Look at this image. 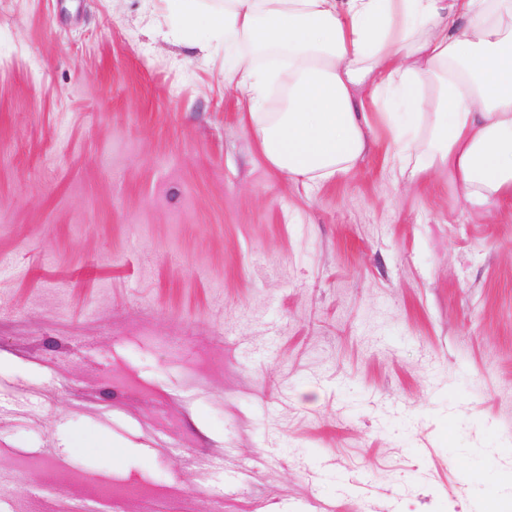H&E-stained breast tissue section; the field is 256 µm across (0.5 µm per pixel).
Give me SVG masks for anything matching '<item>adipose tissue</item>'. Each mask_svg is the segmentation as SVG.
<instances>
[{"label":"adipose tissue","instance_id":"adipose-tissue-1","mask_svg":"<svg viewBox=\"0 0 512 512\" xmlns=\"http://www.w3.org/2000/svg\"><path fill=\"white\" fill-rule=\"evenodd\" d=\"M224 41V90L294 183L356 166L380 113L398 171H448L472 208L512 200V0H155Z\"/></svg>","mask_w":512,"mask_h":512}]
</instances>
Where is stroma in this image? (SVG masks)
Here are the masks:
<instances>
[{"label": "stroma", "instance_id": "1", "mask_svg": "<svg viewBox=\"0 0 512 512\" xmlns=\"http://www.w3.org/2000/svg\"><path fill=\"white\" fill-rule=\"evenodd\" d=\"M204 40L0 0V512H512V204L271 173Z\"/></svg>", "mask_w": 512, "mask_h": 512}]
</instances>
